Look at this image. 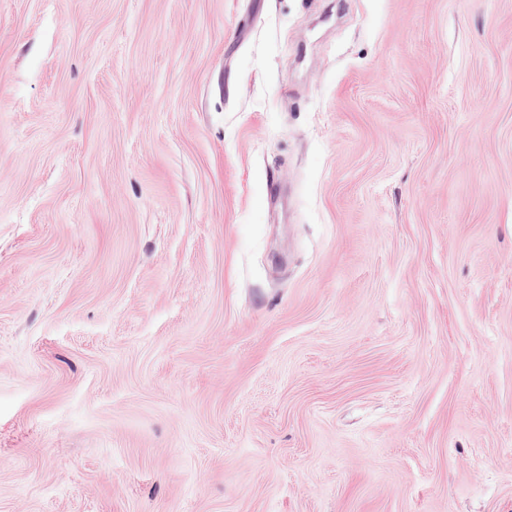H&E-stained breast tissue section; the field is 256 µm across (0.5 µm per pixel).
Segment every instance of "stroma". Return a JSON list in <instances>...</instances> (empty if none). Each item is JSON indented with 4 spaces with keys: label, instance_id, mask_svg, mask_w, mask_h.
<instances>
[{
    "label": "stroma",
    "instance_id": "stroma-1",
    "mask_svg": "<svg viewBox=\"0 0 512 512\" xmlns=\"http://www.w3.org/2000/svg\"><path fill=\"white\" fill-rule=\"evenodd\" d=\"M0 512H512V0H0Z\"/></svg>",
    "mask_w": 512,
    "mask_h": 512
}]
</instances>
